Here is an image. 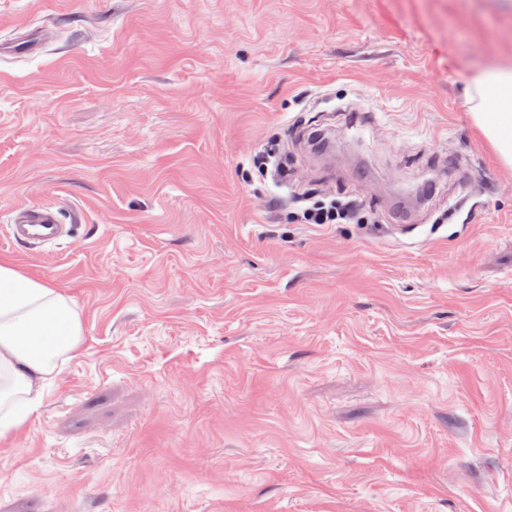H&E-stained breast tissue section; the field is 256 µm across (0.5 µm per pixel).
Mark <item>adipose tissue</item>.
Wrapping results in <instances>:
<instances>
[{
	"label": "adipose tissue",
	"mask_w": 512,
	"mask_h": 512,
	"mask_svg": "<svg viewBox=\"0 0 512 512\" xmlns=\"http://www.w3.org/2000/svg\"><path fill=\"white\" fill-rule=\"evenodd\" d=\"M466 99L476 128L512 166V63L479 73ZM83 343L82 320L69 296L0 261V441L17 434Z\"/></svg>",
	"instance_id": "obj_1"
}]
</instances>
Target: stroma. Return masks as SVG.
I'll return each instance as SVG.
<instances>
[{
  "instance_id": "1",
  "label": "stroma",
  "mask_w": 512,
  "mask_h": 512,
  "mask_svg": "<svg viewBox=\"0 0 512 512\" xmlns=\"http://www.w3.org/2000/svg\"><path fill=\"white\" fill-rule=\"evenodd\" d=\"M511 59L502 0H0V260L85 335L0 512H512V168L464 104ZM42 204L70 235L11 241ZM357 212L355 201L334 198L328 202L300 205L291 214L298 224H349Z\"/></svg>"
}]
</instances>
